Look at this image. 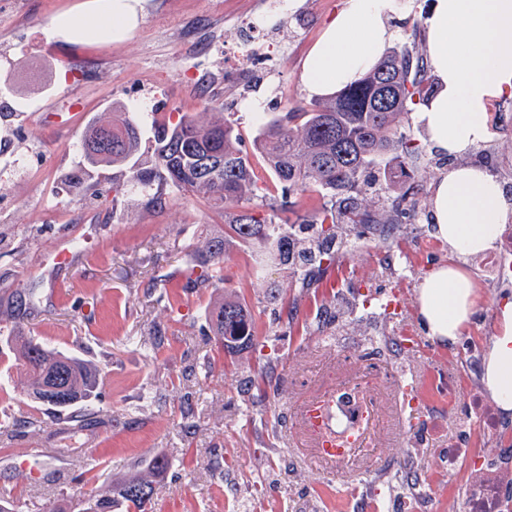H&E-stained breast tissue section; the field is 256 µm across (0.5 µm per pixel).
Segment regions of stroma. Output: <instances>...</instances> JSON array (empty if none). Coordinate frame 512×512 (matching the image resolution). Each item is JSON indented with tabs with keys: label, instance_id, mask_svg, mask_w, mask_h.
Listing matches in <instances>:
<instances>
[{
	"label": "stroma",
	"instance_id": "stroma-1",
	"mask_svg": "<svg viewBox=\"0 0 512 512\" xmlns=\"http://www.w3.org/2000/svg\"><path fill=\"white\" fill-rule=\"evenodd\" d=\"M86 2L0 0V154L8 159L0 164V500L16 512H51L162 455L170 466L157 479L152 512H353L357 501L363 512H378L386 482L407 458L433 490L430 512H461L471 473L444 469L439 457L463 434L483 445L462 413L474 385L467 350L487 345L498 308L512 298V287L486 281L483 254L453 252L429 224H401L407 269L393 277L378 267L374 243L340 228L339 279L393 301L395 312L357 322L345 313L346 299L335 317L320 319L333 295L323 287L303 294L290 320L276 314L268 291L273 282L292 295L287 274L271 267L255 279L251 248L233 238L224 283L186 287L185 252L202 245L206 225L223 223V209L165 185L162 204H153L119 169L91 167L76 146L89 124L119 107L137 113L146 148L155 124L209 107L233 123L260 186L276 194L253 145L258 120L309 103L303 62L345 0H269L267 27L250 45L239 24L256 0H145L126 39L58 36L56 19ZM430 3L398 0L388 18L395 44L424 29ZM265 47L276 54V82L225 83V51ZM78 169L87 172L86 187L66 194L61 177ZM421 235L430 247L412 249ZM76 242L74 263L55 265V251ZM446 264L466 270L480 298L459 338L440 346L421 322L417 294L424 277ZM227 296L245 302L255 319L253 344L229 358L207 320L211 304ZM18 327L100 369L93 415L49 414L33 401L24 368L1 342ZM377 332L405 348L374 365L352 360ZM264 368L262 389L243 391L242 378ZM437 370L454 374L448 404L461 415L416 447L412 432L440 399L431 381ZM367 380L384 408L368 450L342 468L316 464L305 403ZM31 415L45 416L41 430L18 429Z\"/></svg>",
	"mask_w": 512,
	"mask_h": 512
}]
</instances>
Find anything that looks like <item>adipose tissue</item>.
I'll list each match as a JSON object with an SVG mask.
<instances>
[{
  "label": "adipose tissue",
  "instance_id": "adipose-tissue-1",
  "mask_svg": "<svg viewBox=\"0 0 512 512\" xmlns=\"http://www.w3.org/2000/svg\"><path fill=\"white\" fill-rule=\"evenodd\" d=\"M143 0H92L88 10L55 22L58 35L120 38L136 24ZM394 0H345L308 54L300 80L312 96H327L360 79L393 38L385 20ZM434 97L420 105L419 123L442 154H468L486 139L484 112L492 96L512 90V0H432L425 19ZM433 221L459 254L492 248L499 224L512 210L500 184L482 165L449 169L433 187ZM478 290L461 267L427 275L418 312L430 338L455 341L473 314ZM483 382L503 413L512 412V301L498 312V332L485 356Z\"/></svg>",
  "mask_w": 512,
  "mask_h": 512
}]
</instances>
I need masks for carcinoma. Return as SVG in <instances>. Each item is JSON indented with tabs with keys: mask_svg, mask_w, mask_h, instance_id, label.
Here are the masks:
<instances>
[{
	"mask_svg": "<svg viewBox=\"0 0 512 512\" xmlns=\"http://www.w3.org/2000/svg\"><path fill=\"white\" fill-rule=\"evenodd\" d=\"M426 54L418 45L396 46L385 52L363 77L334 95L279 113L259 125L254 145L280 183L281 199L261 216L251 201L259 188L249 160L238 147L234 127L225 121L201 122L184 116L175 125L155 129L151 158L142 159L141 134L130 112L88 126L77 143L88 161L125 170L129 181L149 188L154 182L224 206L229 230L218 227L203 245L185 254L190 272L185 287L224 281L226 237L233 236L257 252L254 275L263 277L272 264L293 274L300 292L318 288L336 266V225L414 224L418 221L422 186L414 179L419 160L428 156L427 137L401 129L397 118L430 97L424 83ZM387 157L403 178L400 192L372 175ZM317 191L331 205L306 218L296 214L293 198ZM291 213L297 224L317 225L309 245L288 235L276 222ZM219 349L231 353L236 336L254 341L253 316L237 299L225 298L208 312ZM29 378V395L52 411L75 406L91 410L99 383L96 365L71 352L50 348L35 336H11ZM168 466L158 456L151 469L111 484L106 491L72 505L77 512H145L151 504L156 477Z\"/></svg>",
	"mask_w": 512,
	"mask_h": 512,
	"instance_id": "obj_1",
	"label": "carcinoma"
}]
</instances>
